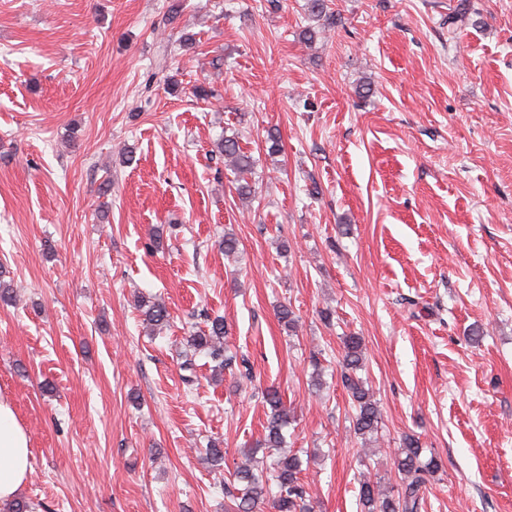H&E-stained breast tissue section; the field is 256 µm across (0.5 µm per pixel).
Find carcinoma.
I'll return each mask as SVG.
<instances>
[{
  "label": "carcinoma",
  "mask_w": 512,
  "mask_h": 512,
  "mask_svg": "<svg viewBox=\"0 0 512 512\" xmlns=\"http://www.w3.org/2000/svg\"><path fill=\"white\" fill-rule=\"evenodd\" d=\"M216 152L223 155L235 173H252L254 159L243 151L238 136H226L216 144ZM146 326L155 329L169 320V311L164 302L151 301L142 296L137 301ZM224 318L215 317L208 330L189 337L188 343L198 353L206 354L215 367L224 370L234 366L244 369V376H252L246 359H237L224 347ZM364 348L362 338L351 334L343 338L340 380L347 391L353 409V432L362 445H367L378 431L380 410L374 400L371 385L361 375L364 370ZM264 401L269 406L264 447L277 451V456L264 472L254 464V451L243 452L244 460L233 471L234 483L241 486V496L236 503V512H315L313 499L301 482L304 471L302 458L285 450V430L296 421L293 409L288 407L279 391L267 389ZM422 448L419 439L407 436L403 439L396 457V468L400 483L387 488L380 481L365 479L360 482L359 502L361 512H420L425 503L429 477L439 469L435 457L421 461Z\"/></svg>",
  "instance_id": "carcinoma-1"
}]
</instances>
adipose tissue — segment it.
I'll return each mask as SVG.
<instances>
[{"instance_id": "ef3b65f1", "label": "adipose tissue", "mask_w": 512, "mask_h": 512, "mask_svg": "<svg viewBox=\"0 0 512 512\" xmlns=\"http://www.w3.org/2000/svg\"><path fill=\"white\" fill-rule=\"evenodd\" d=\"M30 472V436L10 395L0 390V505L15 499Z\"/></svg>"}]
</instances>
